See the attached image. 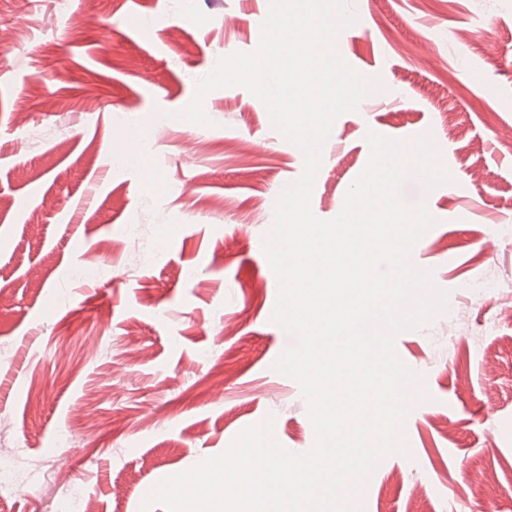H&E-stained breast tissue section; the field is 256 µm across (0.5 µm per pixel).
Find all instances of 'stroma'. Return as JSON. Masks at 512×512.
<instances>
[{
  "label": "stroma",
  "mask_w": 512,
  "mask_h": 512,
  "mask_svg": "<svg viewBox=\"0 0 512 512\" xmlns=\"http://www.w3.org/2000/svg\"><path fill=\"white\" fill-rule=\"evenodd\" d=\"M0 0V414L28 476L11 512H140L163 479L266 418L295 454L316 442L293 344L270 320L263 250L305 157L241 85L183 118L215 58L258 48L269 0ZM336 48L379 92L333 122L310 196L335 218L368 132L431 136L451 180L407 177L434 225L416 267L448 310L395 339L428 392L355 500L361 512H512V0H350ZM489 25L487 48L465 37ZM455 121H447V114ZM147 140L159 189L114 137ZM206 143L196 153L198 143ZM205 200L213 209L202 208ZM73 444L57 442L61 431Z\"/></svg>",
  "instance_id": "1"
}]
</instances>
